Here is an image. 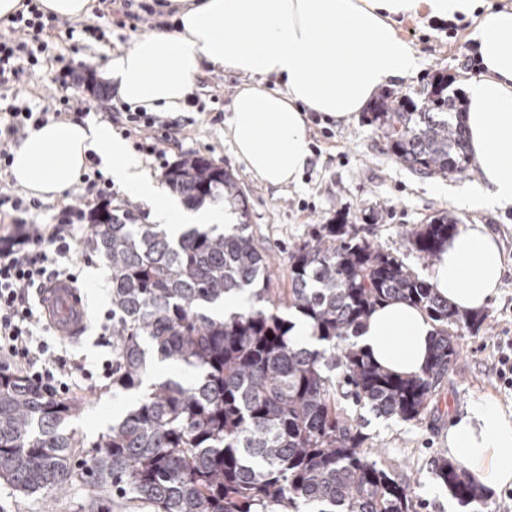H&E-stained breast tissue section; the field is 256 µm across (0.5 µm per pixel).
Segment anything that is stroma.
Masks as SVG:
<instances>
[{
  "label": "stroma",
  "mask_w": 512,
  "mask_h": 512,
  "mask_svg": "<svg viewBox=\"0 0 512 512\" xmlns=\"http://www.w3.org/2000/svg\"><path fill=\"white\" fill-rule=\"evenodd\" d=\"M93 8L101 13L94 29L84 30L83 19L71 20L73 39L55 41L49 48L50 60L43 62L35 74L21 75L16 87L34 108L58 109L60 98L65 96L81 102L80 118L107 124L119 114L122 101L114 93L101 97L91 92L85 77L91 74L103 79L100 60L108 52L126 48L136 33L131 29V18L102 13L100 0H95ZM400 30L415 48L420 68L413 76L394 82L392 91L415 98L435 77L444 75L452 91L460 93L467 80L481 74V67L471 61L475 52L472 22H460L454 29L447 22L421 16L402 19ZM59 54L65 56V64L55 63ZM70 68L75 70V77L67 76ZM248 81L245 75L209 72L196 81L185 113L175 118L157 115L154 132L165 137L163 148L168 162L197 154L234 174L248 201L247 222L269 257L271 286L276 291H286L289 286L291 247L310 239L318 225L339 218L351 224L359 237L378 244L427 278L433 267L412 251L405 233L428 223L431 216L448 212L463 223L486 225L497 238L505 258L498 293L485 309L487 319L482 330L462 336L460 355L436 387L423 414L405 421L379 416L349 400L344 403L362 427L365 448L414 488L418 512H467L436 479L433 461L439 449L447 445L449 425L470 405L488 402L512 408V389L497 382L494 375L499 340L512 337V206L469 210L455 191L475 180L474 170L451 177L414 173L387 152L379 131L363 112L346 123L327 120L318 112L308 113L311 153L298 181L283 189L263 185L236 159L224 137L230 101ZM90 235V226H83L72 254L89 312L88 330L75 338L53 336L49 342L60 355L97 360L109 354L95 341L99 314L112 306V272L103 257H87ZM77 398L82 408L66 426L89 444L106 433L113 419L122 416L132 403L128 392L113 388L104 379L78 393ZM0 512L84 510L76 492L59 496L48 507L41 498L12 492L0 484Z\"/></svg>",
  "instance_id": "stroma-1"
}]
</instances>
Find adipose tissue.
Wrapping results in <instances>:
<instances>
[{"label": "adipose tissue", "instance_id": "obj_1", "mask_svg": "<svg viewBox=\"0 0 512 512\" xmlns=\"http://www.w3.org/2000/svg\"><path fill=\"white\" fill-rule=\"evenodd\" d=\"M171 25L142 32L108 53L103 69L122 101L175 117L205 71L251 76L233 96L224 130L237 159L259 182L294 184L309 156L305 115L351 117L391 82L418 69L416 51L397 28L419 14L475 21L482 64L467 82L472 163L478 180L458 193L473 209L512 205V9L479 14L478 0H172ZM124 194L144 201L156 223L233 224L229 210L186 209L161 196L143 160L91 120L51 121L15 148L11 175L27 195L62 196L91 158ZM504 255L484 225L469 224L445 243L432 272L437 293L480 311L500 286ZM433 325L410 304L377 307L359 345L384 369L412 375L430 355ZM448 454L484 486L512 483V409L477 403L448 430Z\"/></svg>", "mask_w": 512, "mask_h": 512}]
</instances>
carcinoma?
<instances>
[{
	"mask_svg": "<svg viewBox=\"0 0 512 512\" xmlns=\"http://www.w3.org/2000/svg\"><path fill=\"white\" fill-rule=\"evenodd\" d=\"M421 95L382 93L371 123L414 172L464 173L469 138L448 77ZM166 182L191 209L222 199L247 217L234 175L203 156L180 159ZM89 224V248L112 267V387L142 393L87 453L84 439L62 428L79 401L0 371V483L47 500L78 485L88 512H112L120 499L153 512H416L409 484L363 449L361 426L340 399L417 419L456 362L458 337L484 317L455 309L341 221L292 249L288 293L277 296L245 222L232 231L196 225L174 240L160 224L139 223L133 206L107 202ZM459 224L442 212L407 241L429 263ZM246 291L250 308L214 312L225 295ZM390 302L422 309L434 327L431 362L418 375L384 370L354 341ZM282 308L311 322L318 348L292 342ZM150 355L192 368L195 382L144 386ZM435 476L461 506L483 505L480 484L445 449Z\"/></svg>",
	"mask_w": 512,
	"mask_h": 512,
	"instance_id": "1",
	"label": "carcinoma"
}]
</instances>
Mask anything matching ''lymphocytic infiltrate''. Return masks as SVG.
Instances as JSON below:
<instances>
[{"instance_id":"lymphocytic-infiltrate-1","label":"lymphocytic infiltrate","mask_w":512,"mask_h":512,"mask_svg":"<svg viewBox=\"0 0 512 512\" xmlns=\"http://www.w3.org/2000/svg\"><path fill=\"white\" fill-rule=\"evenodd\" d=\"M56 31V17L44 14L37 0H26L7 33H0V87L38 65ZM47 116V110H33L18 97L0 95V172L12 166L13 146L45 125ZM84 218L82 207L69 204L49 223L0 235V360L60 397L75 393L80 381L112 377L111 359L93 363L57 354L43 338V308L31 301L51 281L77 282L68 260Z\"/></svg>"}]
</instances>
